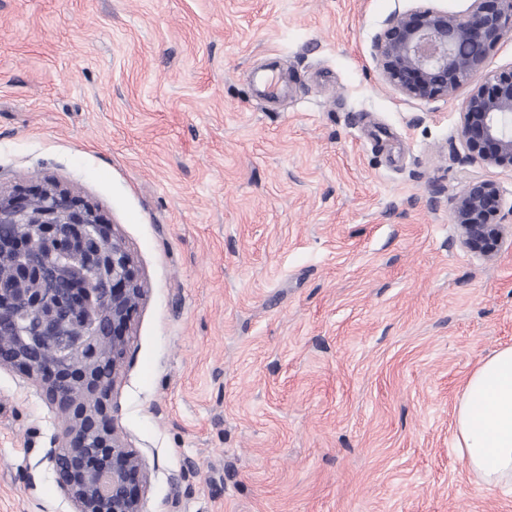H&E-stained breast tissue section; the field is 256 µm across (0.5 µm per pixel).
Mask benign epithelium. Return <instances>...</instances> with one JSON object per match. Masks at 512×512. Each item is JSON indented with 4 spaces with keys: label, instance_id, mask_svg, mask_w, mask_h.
I'll list each match as a JSON object with an SVG mask.
<instances>
[{
    "label": "benign epithelium",
    "instance_id": "benign-epithelium-1",
    "mask_svg": "<svg viewBox=\"0 0 512 512\" xmlns=\"http://www.w3.org/2000/svg\"><path fill=\"white\" fill-rule=\"evenodd\" d=\"M512 39V0H471L462 15L432 7L396 12L373 40L385 81L407 98H450L487 69L490 52ZM468 157L512 169V67L487 74L460 112ZM463 245L490 253L503 237L500 194L472 179L453 209ZM0 369L39 387L64 420L46 452L73 512H143L149 473L116 433L114 379L145 290L142 273L99 208L46 182L0 189Z\"/></svg>",
    "mask_w": 512,
    "mask_h": 512
}]
</instances>
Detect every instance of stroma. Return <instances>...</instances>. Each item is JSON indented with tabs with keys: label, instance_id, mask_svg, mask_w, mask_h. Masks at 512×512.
<instances>
[{
	"label": "stroma",
	"instance_id": "35a3bbf8",
	"mask_svg": "<svg viewBox=\"0 0 512 512\" xmlns=\"http://www.w3.org/2000/svg\"><path fill=\"white\" fill-rule=\"evenodd\" d=\"M471 0H0V187L99 205L145 296L113 419L146 512H512L452 448L512 346V237L462 245L467 89L381 77L397 11ZM63 420L0 370V512H72Z\"/></svg>",
	"mask_w": 512,
	"mask_h": 512
}]
</instances>
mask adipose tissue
<instances>
[{
  "instance_id": "1",
  "label": "adipose tissue",
  "mask_w": 512,
  "mask_h": 512,
  "mask_svg": "<svg viewBox=\"0 0 512 512\" xmlns=\"http://www.w3.org/2000/svg\"><path fill=\"white\" fill-rule=\"evenodd\" d=\"M453 447L481 484L512 489V347L494 352L467 378Z\"/></svg>"
}]
</instances>
